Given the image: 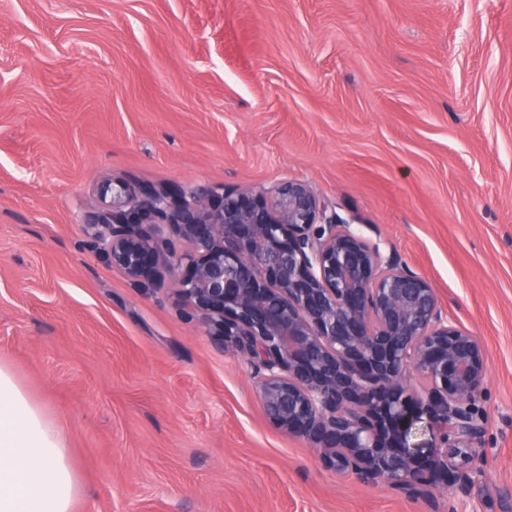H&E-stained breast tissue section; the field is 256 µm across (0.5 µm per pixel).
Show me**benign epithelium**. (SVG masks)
<instances>
[{
  "mask_svg": "<svg viewBox=\"0 0 512 512\" xmlns=\"http://www.w3.org/2000/svg\"><path fill=\"white\" fill-rule=\"evenodd\" d=\"M134 196L121 180L103 187L83 224L92 247L135 281H166L203 333L254 370L272 424L365 483L461 491L483 476V349L427 280L304 183ZM176 237L189 249L167 251ZM415 407L436 441L423 460L408 442ZM381 411L402 423L392 442Z\"/></svg>",
  "mask_w": 512,
  "mask_h": 512,
  "instance_id": "1",
  "label": "benign epithelium"
}]
</instances>
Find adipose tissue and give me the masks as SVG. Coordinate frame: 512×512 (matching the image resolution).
<instances>
[{"label": "adipose tissue", "instance_id": "adipose-tissue-1", "mask_svg": "<svg viewBox=\"0 0 512 512\" xmlns=\"http://www.w3.org/2000/svg\"><path fill=\"white\" fill-rule=\"evenodd\" d=\"M66 426L0 365V512H74L80 481Z\"/></svg>", "mask_w": 512, "mask_h": 512}]
</instances>
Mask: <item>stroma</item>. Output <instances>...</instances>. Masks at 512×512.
Segmentation results:
<instances>
[{"label": "stroma", "mask_w": 512, "mask_h": 512, "mask_svg": "<svg viewBox=\"0 0 512 512\" xmlns=\"http://www.w3.org/2000/svg\"><path fill=\"white\" fill-rule=\"evenodd\" d=\"M291 180L436 290L489 378L467 493L368 485L81 224L99 187ZM0 364L76 512H512V0H0Z\"/></svg>", "instance_id": "1"}]
</instances>
